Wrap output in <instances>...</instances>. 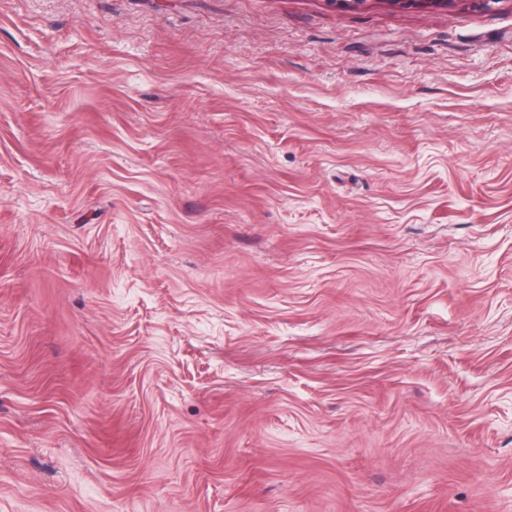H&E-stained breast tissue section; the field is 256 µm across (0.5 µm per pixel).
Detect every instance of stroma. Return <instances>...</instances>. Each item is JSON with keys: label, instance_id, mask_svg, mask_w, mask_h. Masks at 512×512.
Listing matches in <instances>:
<instances>
[{"label": "stroma", "instance_id": "35a3bbf8", "mask_svg": "<svg viewBox=\"0 0 512 512\" xmlns=\"http://www.w3.org/2000/svg\"><path fill=\"white\" fill-rule=\"evenodd\" d=\"M0 512H512V0H0Z\"/></svg>", "mask_w": 512, "mask_h": 512}]
</instances>
